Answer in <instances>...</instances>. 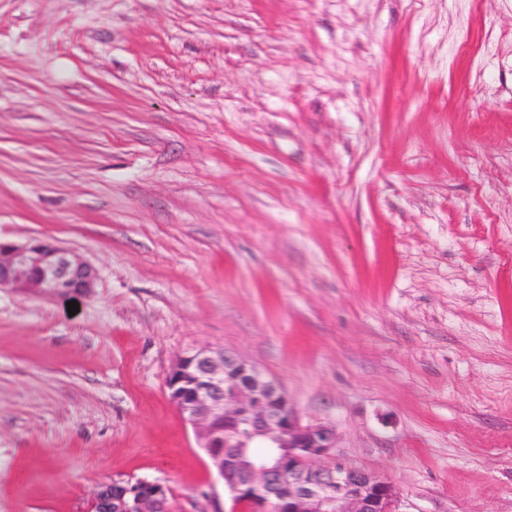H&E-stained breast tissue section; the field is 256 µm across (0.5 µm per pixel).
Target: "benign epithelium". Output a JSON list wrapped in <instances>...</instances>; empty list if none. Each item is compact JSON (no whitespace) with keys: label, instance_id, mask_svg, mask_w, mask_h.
Wrapping results in <instances>:
<instances>
[{"label":"benign epithelium","instance_id":"benign-epithelium-1","mask_svg":"<svg viewBox=\"0 0 512 512\" xmlns=\"http://www.w3.org/2000/svg\"><path fill=\"white\" fill-rule=\"evenodd\" d=\"M98 279L93 265L53 242L0 241V289L65 301L93 295ZM167 387L249 512H400L389 482L336 454V430L302 423L288 395L246 360L200 347L176 359ZM85 512H170L168 490L145 479L103 482Z\"/></svg>","mask_w":512,"mask_h":512}]
</instances>
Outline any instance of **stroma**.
I'll return each instance as SVG.
<instances>
[{
  "instance_id": "stroma-1",
  "label": "stroma",
  "mask_w": 512,
  "mask_h": 512,
  "mask_svg": "<svg viewBox=\"0 0 512 512\" xmlns=\"http://www.w3.org/2000/svg\"><path fill=\"white\" fill-rule=\"evenodd\" d=\"M0 512L233 502L169 398L253 364L402 512H512V0H0ZM98 279L93 265L53 242L33 238L16 244L0 239V289L49 293L65 301L93 295ZM168 490L145 479L107 481L94 490L84 512H170Z\"/></svg>"
}]
</instances>
